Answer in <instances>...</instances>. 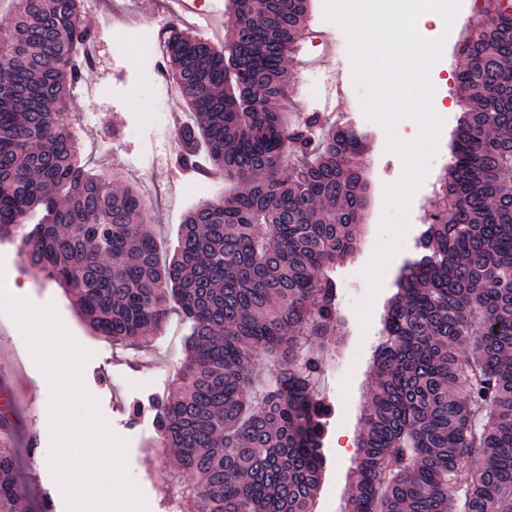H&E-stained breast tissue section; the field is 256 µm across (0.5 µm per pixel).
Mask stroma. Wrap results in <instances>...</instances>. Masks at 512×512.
<instances>
[{
	"mask_svg": "<svg viewBox=\"0 0 512 512\" xmlns=\"http://www.w3.org/2000/svg\"><path fill=\"white\" fill-rule=\"evenodd\" d=\"M112 14L128 37L123 48H114L109 35L99 34L95 61L85 73V84L94 94L79 92L78 106L69 120L79 136L81 157L95 172H120L151 201V224L161 252L171 256L185 212L223 197L228 186L218 174L205 178L175 162L177 146L171 134L180 99L169 96L154 81L142 62L143 45L132 29L136 20H147L152 28L171 32L173 21L165 13L163 0H82V17L98 30L103 14ZM420 34L442 43L440 63L433 70L431 109L442 121L436 149L425 174L413 192L406 211V228L397 251L388 261L373 300L368 323H361L357 306L368 293L363 275L370 263L385 215V194L405 174V162L389 150V136L403 138L412 131L413 119L397 121L393 131L368 118L362 101L364 86L357 83L348 38L340 25L327 18L321 0H312L309 18L297 38V50L288 64L289 89L278 101V111L298 120L307 113H320L332 120L367 133L368 149L363 166L371 186V200L364 217L361 244L337 269L341 316L348 341L340 352L341 368L323 371L322 392L333 401L336 413L325 440L328 467L318 490L315 512H340L347 496L346 474L353 463L341 444L347 435L358 434L359 418L368 395L367 378L372 353L381 330L387 300L405 263L416 253V243L425 228L433 200L431 185L450 157V141L462 112L454 73L461 59L454 48L461 27L435 20L425 21ZM0 278L18 299L38 307H53L72 340L90 357L82 371L87 392L96 399L112 433L126 443V469L153 512H179L175 489L162 476L174 468L172 451L153 447L155 412L149 402L171 392L183 357L182 343L188 325L179 312H172L166 326L148 340L112 343L93 334L83 322L71 297L44 278L28 271L16 241L0 242ZM18 384L30 410L22 425L37 443V459L29 461L23 448H16L21 471L33 478L23 487L34 500H48L49 512H69L61 488L52 474L48 458L54 447L51 430L50 388L35 364L26 341L13 318L0 312V383Z\"/></svg>",
	"mask_w": 512,
	"mask_h": 512,
	"instance_id": "35a3bbf8",
	"label": "stroma"
}]
</instances>
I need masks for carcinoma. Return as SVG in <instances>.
<instances>
[{
  "label": "carcinoma",
  "instance_id": "obj_1",
  "mask_svg": "<svg viewBox=\"0 0 512 512\" xmlns=\"http://www.w3.org/2000/svg\"><path fill=\"white\" fill-rule=\"evenodd\" d=\"M464 29L452 166L403 267L373 354L342 512H512V11ZM0 29V240L114 342L190 323L180 382L156 404L182 512H313L334 404L318 378L342 342L336 268L359 244L367 137L274 104L310 0H231L227 50L168 40L167 74L205 152L237 185L190 211L159 255L149 205L86 169L68 111L87 67L81 0H13ZM0 512H46L0 450Z\"/></svg>",
  "mask_w": 512,
  "mask_h": 512
}]
</instances>
